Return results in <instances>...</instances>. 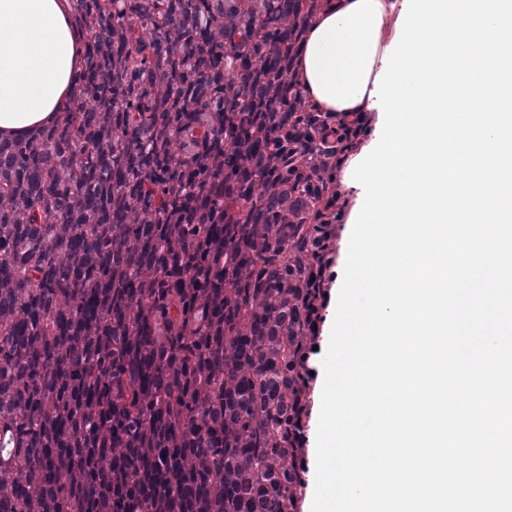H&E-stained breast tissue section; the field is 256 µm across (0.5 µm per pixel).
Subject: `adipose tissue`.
Returning a JSON list of instances; mask_svg holds the SVG:
<instances>
[{"label": "adipose tissue", "mask_w": 512, "mask_h": 512, "mask_svg": "<svg viewBox=\"0 0 512 512\" xmlns=\"http://www.w3.org/2000/svg\"><path fill=\"white\" fill-rule=\"evenodd\" d=\"M403 2L320 0L290 72L311 109L372 116L370 93ZM84 54L72 0H0V139H19L62 120Z\"/></svg>", "instance_id": "ef3b65f1"}]
</instances>
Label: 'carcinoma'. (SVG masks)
<instances>
[{"mask_svg":"<svg viewBox=\"0 0 512 512\" xmlns=\"http://www.w3.org/2000/svg\"><path fill=\"white\" fill-rule=\"evenodd\" d=\"M64 121L0 141V512H295L333 118L319 0H73Z\"/></svg>","mask_w":512,"mask_h":512,"instance_id":"1","label":"carcinoma"}]
</instances>
